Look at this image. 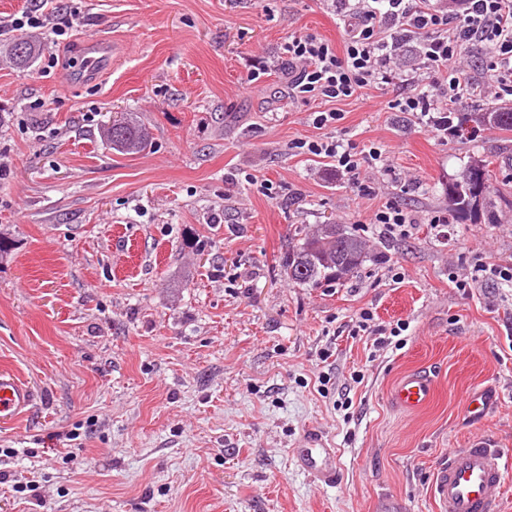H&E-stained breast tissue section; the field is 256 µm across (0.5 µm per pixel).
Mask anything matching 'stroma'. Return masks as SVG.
I'll return each instance as SVG.
<instances>
[{
	"instance_id": "35a3bbf8",
	"label": "stroma",
	"mask_w": 512,
	"mask_h": 512,
	"mask_svg": "<svg viewBox=\"0 0 512 512\" xmlns=\"http://www.w3.org/2000/svg\"><path fill=\"white\" fill-rule=\"evenodd\" d=\"M53 20L68 40L32 30L29 68L0 35V370L35 393L0 422V512H375L383 497L437 512L449 449L485 436L512 455V288L452 281L512 261V130L479 120L511 96L460 106L473 140L389 110L428 82L414 37L403 81L317 127L330 105L289 96L285 48L342 43L326 0H59ZM86 37L109 51L94 78ZM124 113L151 133L141 153L100 137ZM331 140L379 148L400 181L360 195L300 147ZM478 158L505 180L491 224L448 200ZM388 201L416 217L407 235L370 224ZM328 222L363 239L358 274L293 283L291 235ZM410 371L434 391L407 412L392 393ZM484 388L496 402L474 424ZM311 436L336 451L334 484L296 466Z\"/></svg>"
}]
</instances>
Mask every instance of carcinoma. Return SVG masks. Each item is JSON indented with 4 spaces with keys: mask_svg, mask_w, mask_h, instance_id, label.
Segmentation results:
<instances>
[{
    "mask_svg": "<svg viewBox=\"0 0 512 512\" xmlns=\"http://www.w3.org/2000/svg\"><path fill=\"white\" fill-rule=\"evenodd\" d=\"M483 121L491 127L512 130V108L482 114ZM104 139L112 149L126 155L144 151L148 146L145 129L131 116L123 117V125L108 127ZM486 176V186L481 208L487 220L495 219L494 187L489 165L479 160L471 162L448 187V196L455 210L463 215L473 213L469 198L480 175ZM363 242L355 232L336 224H323L315 234L293 238L292 251L288 253L286 271L298 284H319L339 281L355 272L364 261Z\"/></svg>",
    "mask_w": 512,
    "mask_h": 512,
    "instance_id": "obj_1",
    "label": "carcinoma"
}]
</instances>
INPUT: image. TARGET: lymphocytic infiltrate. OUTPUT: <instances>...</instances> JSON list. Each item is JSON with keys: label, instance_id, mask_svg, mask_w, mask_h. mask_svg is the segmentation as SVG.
I'll return each mask as SVG.
<instances>
[{"label": "lymphocytic infiltrate", "instance_id": "1", "mask_svg": "<svg viewBox=\"0 0 512 512\" xmlns=\"http://www.w3.org/2000/svg\"><path fill=\"white\" fill-rule=\"evenodd\" d=\"M344 24L342 46L312 35L288 44V89L295 97L332 102L316 121L340 120L335 102L353 97L374 84H390L400 74L387 41L388 31L421 36V57L432 74L433 92H419L389 102V109L409 112L434 136L452 141L462 130L453 121L460 103L488 93L512 96V0H462L460 7L435 8L431 0H332ZM481 43L488 47L485 84L464 81L463 49ZM308 152L331 158L338 170L358 174L361 167L389 179L397 174L378 148L367 154L336 141L310 142Z\"/></svg>", "mask_w": 512, "mask_h": 512}]
</instances>
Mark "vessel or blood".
I'll list each match as a JSON object with an SVG mask.
<instances>
[{"instance_id":"1","label":"vessel or blood","mask_w":512,"mask_h":512,"mask_svg":"<svg viewBox=\"0 0 512 512\" xmlns=\"http://www.w3.org/2000/svg\"><path fill=\"white\" fill-rule=\"evenodd\" d=\"M103 44L87 41L83 67L87 75L98 73L105 62ZM431 379L421 373L403 376L393 391L395 403L403 410L416 411L431 398ZM32 389L13 373L0 372V421L16 419L30 406ZM297 465L315 480L331 484L336 480V452L331 448L308 446L294 451ZM512 477V457L481 437L448 452L447 461L434 471L431 492L437 512H501L508 478Z\"/></svg>"}]
</instances>
